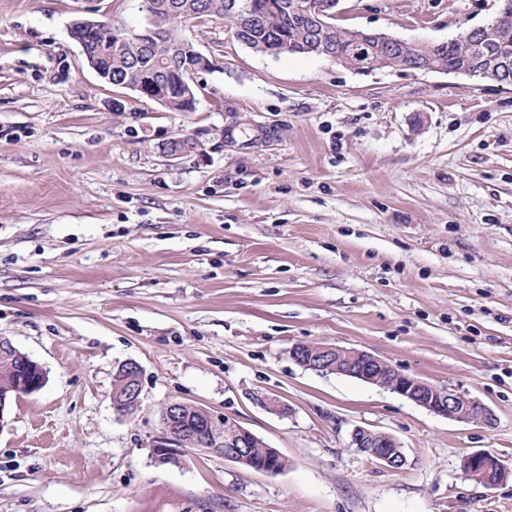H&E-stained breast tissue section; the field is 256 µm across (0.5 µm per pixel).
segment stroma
Returning a JSON list of instances; mask_svg holds the SVG:
<instances>
[{
    "instance_id": "obj_1",
    "label": "stroma",
    "mask_w": 512,
    "mask_h": 512,
    "mask_svg": "<svg viewBox=\"0 0 512 512\" xmlns=\"http://www.w3.org/2000/svg\"><path fill=\"white\" fill-rule=\"evenodd\" d=\"M496 5L341 0L337 22L427 45ZM77 8L0 0V337L46 373L0 414V512H512V477L462 471L476 450L512 467V86L263 56L194 19L182 32L214 66L195 111L171 112L88 67ZM184 137L196 150L169 156ZM315 342L496 421L307 370L290 350ZM127 360L142 394L123 416ZM173 400L236 420L286 469L157 462ZM357 425L397 438L406 465L350 448ZM119 372L124 374L126 378L125 388L121 393L114 396L112 395V404L116 409L123 408V415H130L138 410L141 403L140 395L142 392V368L135 361H127L120 365L117 373ZM117 373L113 379L112 392L118 388L121 381V378Z\"/></svg>"
}]
</instances>
